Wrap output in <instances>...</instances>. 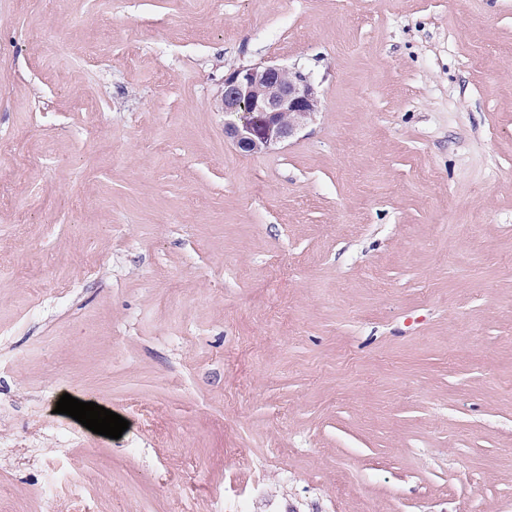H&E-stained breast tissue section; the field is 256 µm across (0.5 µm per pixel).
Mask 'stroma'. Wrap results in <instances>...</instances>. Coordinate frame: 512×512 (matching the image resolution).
<instances>
[{"instance_id": "1", "label": "stroma", "mask_w": 512, "mask_h": 512, "mask_svg": "<svg viewBox=\"0 0 512 512\" xmlns=\"http://www.w3.org/2000/svg\"><path fill=\"white\" fill-rule=\"evenodd\" d=\"M1 183L0 512H512V0H0ZM222 104L237 120L225 133L246 153L266 151L290 139L321 110V97L308 74L276 64L230 68L224 73ZM247 106L248 111L237 112Z\"/></svg>"}]
</instances>
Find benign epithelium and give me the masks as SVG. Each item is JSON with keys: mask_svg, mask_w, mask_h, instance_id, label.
Masks as SVG:
<instances>
[{"mask_svg": "<svg viewBox=\"0 0 512 512\" xmlns=\"http://www.w3.org/2000/svg\"><path fill=\"white\" fill-rule=\"evenodd\" d=\"M222 104L225 113H238L225 133L240 151L257 153L298 133L321 110V97L309 75L261 64L224 73Z\"/></svg>", "mask_w": 512, "mask_h": 512, "instance_id": "1", "label": "benign epithelium"}]
</instances>
